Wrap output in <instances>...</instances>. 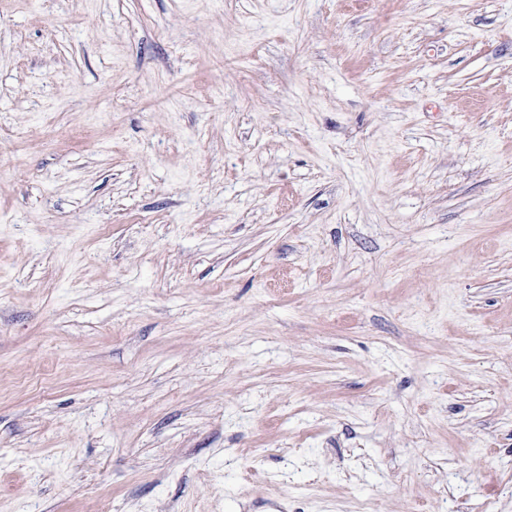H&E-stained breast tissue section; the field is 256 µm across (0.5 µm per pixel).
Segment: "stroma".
I'll list each match as a JSON object with an SVG mask.
<instances>
[{
  "instance_id": "obj_1",
  "label": "stroma",
  "mask_w": 512,
  "mask_h": 512,
  "mask_svg": "<svg viewBox=\"0 0 512 512\" xmlns=\"http://www.w3.org/2000/svg\"><path fill=\"white\" fill-rule=\"evenodd\" d=\"M0 512H512V0H0Z\"/></svg>"
}]
</instances>
